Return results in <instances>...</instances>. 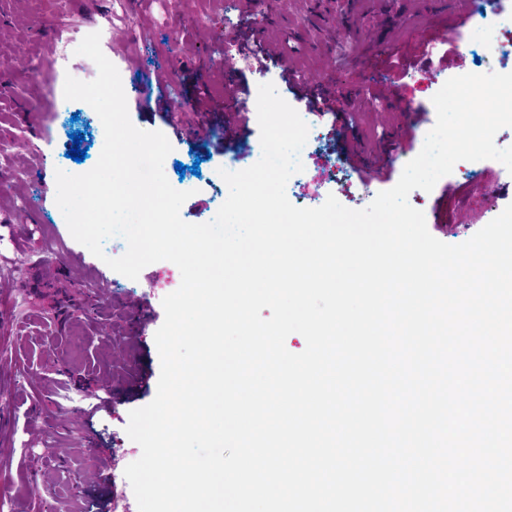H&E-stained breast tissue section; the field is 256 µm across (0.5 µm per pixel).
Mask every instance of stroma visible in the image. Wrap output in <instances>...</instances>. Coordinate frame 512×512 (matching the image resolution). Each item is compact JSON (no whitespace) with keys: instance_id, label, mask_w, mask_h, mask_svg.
<instances>
[{"instance_id":"stroma-1","label":"stroma","mask_w":512,"mask_h":512,"mask_svg":"<svg viewBox=\"0 0 512 512\" xmlns=\"http://www.w3.org/2000/svg\"><path fill=\"white\" fill-rule=\"evenodd\" d=\"M265 8L275 14L268 33L286 41L289 58L303 70L316 64L329 84L345 89L343 110L311 117L326 136L325 161L341 163L348 175L343 205L367 207L397 183L436 122L428 91L395 68L397 53L419 65L431 62L436 71L475 73V50L466 45L456 54L442 44L431 57L421 54L418 37L431 22L428 0H355L348 12L327 0L321 22L312 26L306 23L311 0H270ZM242 9L241 0H66L59 12L52 0H0V60L23 47L44 61L40 68L0 72V142L19 133L26 140L21 151H0V188L20 185L17 197L0 199V388L13 394L11 403L0 405V505L6 512H38L41 502L55 512H84L103 473L110 478V512H138L124 471L141 449L126 427L130 412L156 395L162 300L181 282L179 269L168 261L129 279L54 221L56 170L87 172L102 151L91 108L65 100L63 93L66 76L90 81L97 67L87 57L64 54L60 33H100L101 49L120 73L131 122L168 138L173 150L164 173L173 188L190 194L182 219L199 224L213 220L224 202L220 168L250 164L249 150L260 136L259 82L273 83L292 107L306 110L281 80L282 61L270 58L258 67L259 44L239 39ZM228 31L237 34L229 43ZM367 34L390 50L364 63L359 56ZM226 52L238 61L231 83L246 87L248 109L234 115L238 137L225 142L223 153L212 154L206 143L215 137L212 125L223 120L226 101L223 84L214 83L206 66L212 55ZM166 61L173 64L174 82L168 107L206 83L215 111L180 112L173 125L165 120L157 97L143 92ZM393 88L425 112V121L410 124L408 111H388L386 100L370 98ZM78 132L88 148L81 162L66 156ZM179 163L198 165L199 171L176 172ZM496 194L486 179L468 181L455 171L409 202L424 212L432 236L455 245L494 219ZM463 211L471 222L460 221ZM91 281L98 284L93 310L63 329L35 299L39 291L72 293Z\"/></svg>"}]
</instances>
